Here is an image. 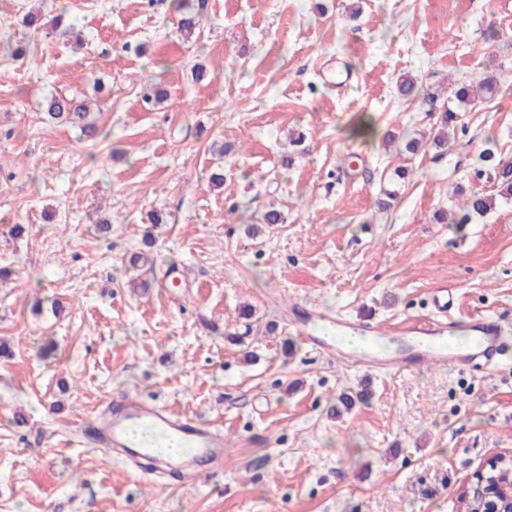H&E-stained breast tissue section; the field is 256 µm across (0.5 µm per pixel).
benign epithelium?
Listing matches in <instances>:
<instances>
[{"instance_id": "7a95c632", "label": "benign epithelium", "mask_w": 512, "mask_h": 512, "mask_svg": "<svg viewBox=\"0 0 512 512\" xmlns=\"http://www.w3.org/2000/svg\"><path fill=\"white\" fill-rule=\"evenodd\" d=\"M512 465V452H503L481 464L469 481L458 489L457 512H465L463 505L469 500L480 502V512H512V483L499 482L491 476L502 465Z\"/></svg>"}]
</instances>
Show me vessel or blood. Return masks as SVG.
<instances>
[{
    "mask_svg": "<svg viewBox=\"0 0 512 512\" xmlns=\"http://www.w3.org/2000/svg\"><path fill=\"white\" fill-rule=\"evenodd\" d=\"M432 304L435 309L432 317L408 320L395 328L394 355L382 358L366 353L361 355V363L373 369L392 367L399 371L429 362L494 368L505 346L512 342V334L500 319L472 315L465 322H458L453 314L455 291L445 286L435 289ZM323 322L331 324L337 333L372 339L380 335L377 327L367 322L338 320L316 311L299 316L295 322L297 335L324 353L335 352L337 346L335 336L320 335L319 325ZM138 428L151 429L176 440L197 466L219 470L224 465L222 431L132 394L112 399L102 419L87 427L85 435L105 452L141 464L152 458L153 450L134 438L133 433Z\"/></svg>",
    "mask_w": 512,
    "mask_h": 512,
    "instance_id": "b4317fda",
    "label": "vessel or blood"
}]
</instances>
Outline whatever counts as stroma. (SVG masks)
I'll use <instances>...</instances> for the list:
<instances>
[{
  "label": "stroma",
  "mask_w": 512,
  "mask_h": 512,
  "mask_svg": "<svg viewBox=\"0 0 512 512\" xmlns=\"http://www.w3.org/2000/svg\"><path fill=\"white\" fill-rule=\"evenodd\" d=\"M175 7L0 0V36L31 52H0V512H456L512 449V358L385 372L291 323L327 309L389 329L445 285L456 316L512 329V200L437 220L497 192L486 151L512 159V0H205L189 39ZM63 9L79 38L53 29ZM407 75L444 101L486 77L499 91L458 108L440 158ZM54 93L91 102L97 140L45 121ZM405 131L426 152L388 143ZM122 393L222 430L223 472L188 484L78 446ZM494 195H487L483 192L473 191L466 198L462 199L460 205H455L460 212V217L455 222L456 224H471L492 209L495 202Z\"/></svg>",
  "instance_id": "35a3bbf8"
}]
</instances>
